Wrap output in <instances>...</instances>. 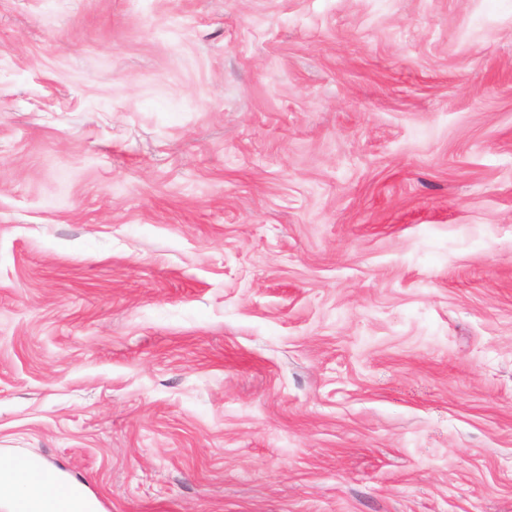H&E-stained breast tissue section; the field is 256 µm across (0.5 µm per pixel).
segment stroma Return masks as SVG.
<instances>
[{
    "mask_svg": "<svg viewBox=\"0 0 512 512\" xmlns=\"http://www.w3.org/2000/svg\"><path fill=\"white\" fill-rule=\"evenodd\" d=\"M97 512H512V0H0V455Z\"/></svg>",
    "mask_w": 512,
    "mask_h": 512,
    "instance_id": "stroma-1",
    "label": "stroma"
}]
</instances>
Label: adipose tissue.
Here are the masks:
<instances>
[{
	"label": "adipose tissue",
	"instance_id": "adipose-tissue-1",
	"mask_svg": "<svg viewBox=\"0 0 512 512\" xmlns=\"http://www.w3.org/2000/svg\"><path fill=\"white\" fill-rule=\"evenodd\" d=\"M55 489L28 458L0 460V512H49Z\"/></svg>",
	"mask_w": 512,
	"mask_h": 512
}]
</instances>
